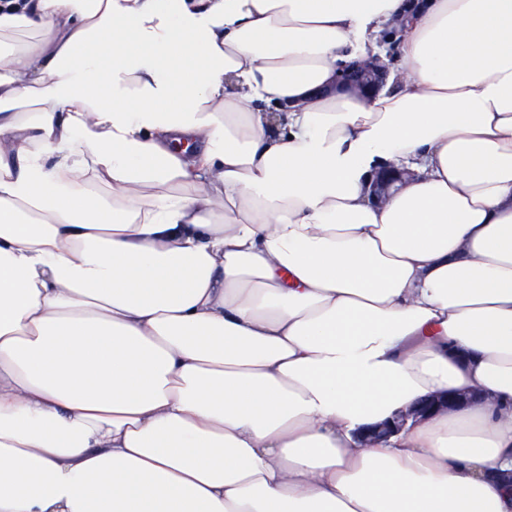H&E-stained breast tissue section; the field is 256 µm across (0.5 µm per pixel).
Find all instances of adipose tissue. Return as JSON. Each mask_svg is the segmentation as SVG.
I'll return each mask as SVG.
<instances>
[{"label":"adipose tissue","instance_id":"ef3b65f1","mask_svg":"<svg viewBox=\"0 0 512 512\" xmlns=\"http://www.w3.org/2000/svg\"><path fill=\"white\" fill-rule=\"evenodd\" d=\"M500 473L512 0H0V512H512ZM337 83L357 92L377 90L388 76V65L378 55L354 63L338 72ZM412 176L409 171H400L397 169H389L382 171L376 178L373 185L372 197L373 199L380 201L385 197V194L389 187L396 182H403L406 178ZM465 399H450L448 394L442 397H431L421 399L416 405L410 407L406 411H400L395 418L393 423H386L383 427H376L369 430L366 440H378L385 437L387 434L394 432L395 430L401 429L409 419L416 421L417 419L423 418L435 411L448 409V407L456 404V402L464 401Z\"/></svg>","mask_w":512,"mask_h":512}]
</instances>
